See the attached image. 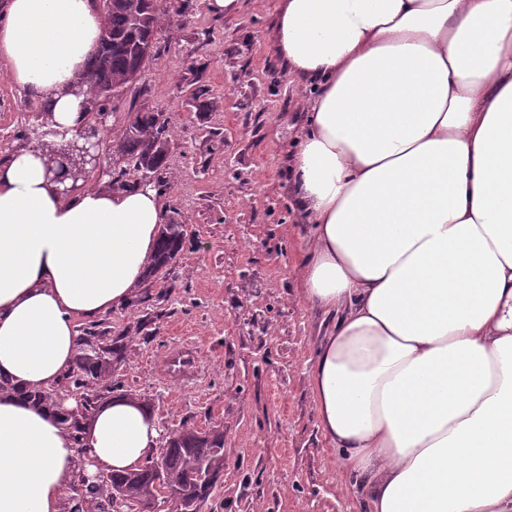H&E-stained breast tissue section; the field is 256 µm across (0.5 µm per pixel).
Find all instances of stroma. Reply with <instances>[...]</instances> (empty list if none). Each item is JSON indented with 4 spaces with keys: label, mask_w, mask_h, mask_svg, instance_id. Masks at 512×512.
<instances>
[{
    "label": "stroma",
    "mask_w": 512,
    "mask_h": 512,
    "mask_svg": "<svg viewBox=\"0 0 512 512\" xmlns=\"http://www.w3.org/2000/svg\"><path fill=\"white\" fill-rule=\"evenodd\" d=\"M208 2L160 0L157 55L105 131L113 141L135 112L164 114L167 161L154 185L168 221L188 227L149 288L163 296L157 316L131 305L107 315L117 333L148 322L116 378L149 399L162 433L223 425L224 474L203 512H362L317 429L307 382L322 316L304 302L307 233L287 156L314 89L272 63L265 32L276 0H244L234 15ZM199 84L205 110L191 97ZM39 107L0 62V157L25 145ZM186 343L201 352L196 377L164 376L160 361Z\"/></svg>",
    "instance_id": "stroma-1"
}]
</instances>
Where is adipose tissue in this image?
I'll list each match as a JSON object with an SVG mask.
<instances>
[{
	"label": "adipose tissue",
	"instance_id": "adipose-tissue-1",
	"mask_svg": "<svg viewBox=\"0 0 512 512\" xmlns=\"http://www.w3.org/2000/svg\"><path fill=\"white\" fill-rule=\"evenodd\" d=\"M94 0H6L0 61L54 121L98 46ZM266 38L315 93L290 153L310 224V308L329 321L308 385L364 512H512V0H276ZM41 150L0 159V512H63L72 487L141 468L143 402L40 408L78 325L144 286L166 210L152 186L60 193Z\"/></svg>",
	"mask_w": 512,
	"mask_h": 512
}]
</instances>
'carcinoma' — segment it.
I'll use <instances>...</instances> for the list:
<instances>
[{
    "instance_id": "1",
    "label": "carcinoma",
    "mask_w": 512,
    "mask_h": 512,
    "mask_svg": "<svg viewBox=\"0 0 512 512\" xmlns=\"http://www.w3.org/2000/svg\"><path fill=\"white\" fill-rule=\"evenodd\" d=\"M127 7L106 12L105 32L87 67L91 111L106 112L129 88L127 77L143 70L146 59L139 45H157L162 31L157 0H126ZM168 121L161 114L139 111L130 119L117 150L123 166L115 173V182L129 176L156 174L165 167L168 151ZM188 227L171 222L161 226L157 251L148 266L145 281L169 271L183 249ZM129 336L112 335L108 322L82 329L80 346L72 370L50 390L28 394L33 403L56 406L61 396L80 395L79 410L67 412L63 423L81 444L79 417L87 415L104 393L123 390L113 380L126 359ZM224 472V426L203 431L182 427L168 438L160 456L147 461L136 472L112 474L89 486L74 488L67 512H132L139 501H148L159 488L174 498L178 512H200Z\"/></svg>"
}]
</instances>
